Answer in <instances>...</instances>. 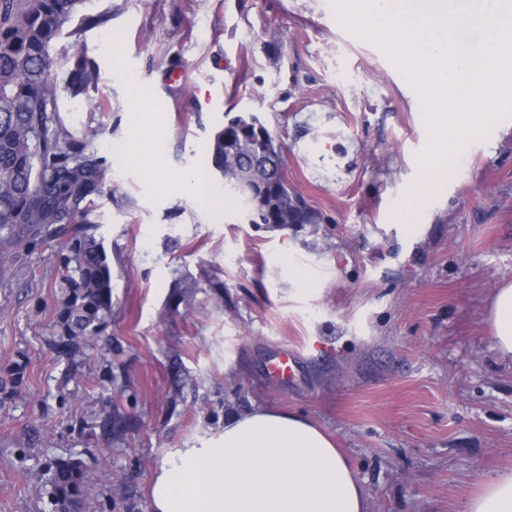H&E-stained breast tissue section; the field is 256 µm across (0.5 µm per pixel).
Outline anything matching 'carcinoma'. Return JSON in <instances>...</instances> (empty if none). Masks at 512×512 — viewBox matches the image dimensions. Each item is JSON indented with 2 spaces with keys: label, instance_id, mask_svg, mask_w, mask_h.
<instances>
[{
  "label": "carcinoma",
  "instance_id": "obj_1",
  "mask_svg": "<svg viewBox=\"0 0 512 512\" xmlns=\"http://www.w3.org/2000/svg\"><path fill=\"white\" fill-rule=\"evenodd\" d=\"M84 0H0V268L14 251L46 247L58 266L63 294L54 313L57 353L68 361L86 356L87 340L103 333L112 312V272L96 236L95 197L104 193V160L89 135L72 137L57 109L62 94L73 98L97 87L99 74L80 34L109 20L82 12ZM73 38L63 82L51 76L53 50ZM257 117L237 115L213 136L209 159L238 185L253 224H317L319 216L295 205L284 186L283 158L269 131L247 132ZM24 365L0 369V393L12 394ZM105 436H119L123 420L105 411ZM49 483L55 509L80 512L93 483L79 460L55 466Z\"/></svg>",
  "mask_w": 512,
  "mask_h": 512
}]
</instances>
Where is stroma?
I'll use <instances>...</instances> for the list:
<instances>
[{
  "label": "stroma",
  "mask_w": 512,
  "mask_h": 512,
  "mask_svg": "<svg viewBox=\"0 0 512 512\" xmlns=\"http://www.w3.org/2000/svg\"><path fill=\"white\" fill-rule=\"evenodd\" d=\"M111 12L84 33L96 90L58 100L74 137L95 129L111 196L95 211L112 269V317L70 363L53 343L62 294L48 250L0 268V366L25 364L0 403V512H54L55 463L84 462L82 512H150L170 448L256 408L331 435L368 512H464L512 470V362L491 348L489 306L512 282V108L466 141L409 222L429 130L417 90L331 0H86ZM183 71L171 84L172 71ZM149 92L157 161L133 148ZM254 115L317 224L249 223L206 171L214 132ZM203 174L201 205L184 188ZM312 288L296 286L290 265ZM287 349L292 379L268 366ZM123 436L94 440L105 402Z\"/></svg>",
  "instance_id": "obj_1"
}]
</instances>
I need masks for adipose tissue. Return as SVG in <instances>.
<instances>
[{"mask_svg": "<svg viewBox=\"0 0 512 512\" xmlns=\"http://www.w3.org/2000/svg\"><path fill=\"white\" fill-rule=\"evenodd\" d=\"M491 348L512 360V283L496 289ZM152 512H368L352 465L306 418L257 409L192 448L167 450L149 483ZM465 512H512V472L487 480Z\"/></svg>", "mask_w": 512, "mask_h": 512, "instance_id": "ef3b65f1", "label": "adipose tissue"}]
</instances>
